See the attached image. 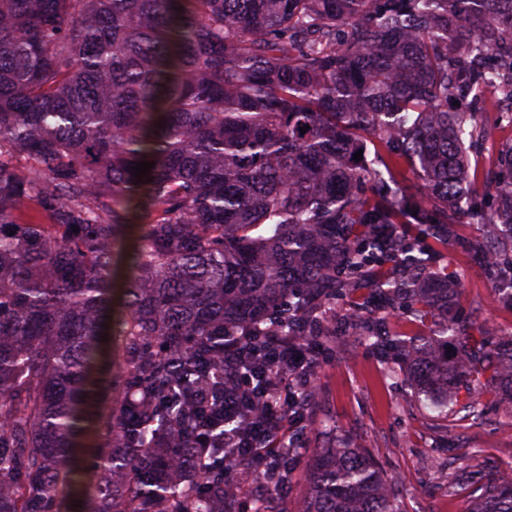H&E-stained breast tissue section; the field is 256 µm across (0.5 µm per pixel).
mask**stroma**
I'll use <instances>...</instances> for the list:
<instances>
[{
	"instance_id": "stroma-1",
	"label": "stroma",
	"mask_w": 512,
	"mask_h": 512,
	"mask_svg": "<svg viewBox=\"0 0 512 512\" xmlns=\"http://www.w3.org/2000/svg\"><path fill=\"white\" fill-rule=\"evenodd\" d=\"M444 263L460 288L457 313L480 311L503 340L512 339V311L496 300L483 263L456 242L443 250ZM317 397L308 409L307 449L353 441L367 448L390 477L399 478L402 512H469L467 492L449 494L460 477L469 482L512 473V413L492 396L478 395L488 423L455 417L444 423L414 401L402 376L382 350L347 337L335 359L318 368ZM306 488V464L298 462L285 488L268 493V512H299Z\"/></svg>"
}]
</instances>
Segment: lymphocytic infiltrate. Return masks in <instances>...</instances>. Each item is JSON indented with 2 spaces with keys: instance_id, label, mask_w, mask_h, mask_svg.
Instances as JSON below:
<instances>
[{
  "instance_id": "obj_1",
  "label": "lymphocytic infiltrate",
  "mask_w": 512,
  "mask_h": 512,
  "mask_svg": "<svg viewBox=\"0 0 512 512\" xmlns=\"http://www.w3.org/2000/svg\"><path fill=\"white\" fill-rule=\"evenodd\" d=\"M335 350L320 336H286L274 329L261 337L224 339V386L246 407L222 406L224 429L213 440L224 451V470L234 473V505L242 512L253 468H280L296 455L314 391L315 370Z\"/></svg>"
}]
</instances>
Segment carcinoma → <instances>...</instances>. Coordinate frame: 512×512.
<instances>
[{
  "label": "carcinoma",
  "instance_id": "obj_1",
  "mask_svg": "<svg viewBox=\"0 0 512 512\" xmlns=\"http://www.w3.org/2000/svg\"><path fill=\"white\" fill-rule=\"evenodd\" d=\"M490 88L512 99V0H0V512H233L223 465L183 471L224 455L195 386L226 336L333 335L339 290L437 416L511 406L512 340L458 324L440 265L485 225L464 247L512 310V142L470 160ZM383 303L445 326L390 335ZM307 483L303 512H401L355 444ZM471 495L512 512V477Z\"/></svg>",
  "mask_w": 512,
  "mask_h": 512
}]
</instances>
